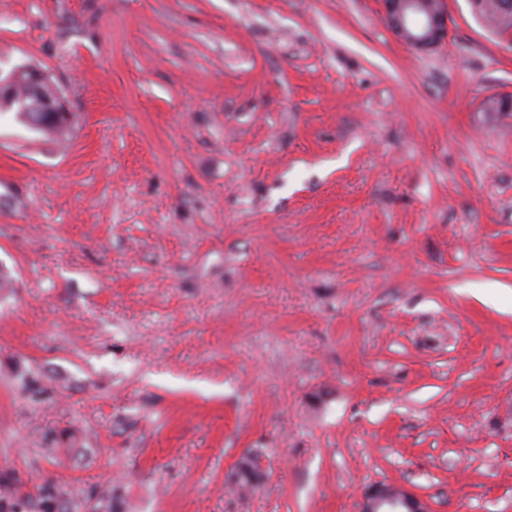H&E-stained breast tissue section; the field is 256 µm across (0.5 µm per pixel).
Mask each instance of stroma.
Returning <instances> with one entry per match:
<instances>
[{
	"mask_svg": "<svg viewBox=\"0 0 512 512\" xmlns=\"http://www.w3.org/2000/svg\"><path fill=\"white\" fill-rule=\"evenodd\" d=\"M446 5L0 0L70 113L0 112V512H512V35ZM423 1H428V7ZM394 34L414 49L437 46L448 35V11L444 0H383ZM437 2L438 5L434 3ZM358 512H430L416 494L387 484H376L363 492Z\"/></svg>",
	"mask_w": 512,
	"mask_h": 512,
	"instance_id": "35a3bbf8",
	"label": "stroma"
}]
</instances>
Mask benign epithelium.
<instances>
[{
    "label": "benign epithelium",
    "instance_id": "benign-epithelium-1",
    "mask_svg": "<svg viewBox=\"0 0 512 512\" xmlns=\"http://www.w3.org/2000/svg\"><path fill=\"white\" fill-rule=\"evenodd\" d=\"M383 0L387 20L394 34L414 49L437 46L448 35V11L445 0ZM0 106L19 112L32 129L64 125L69 113L61 94L39 72L17 69L0 79ZM238 472L253 483L261 475L260 460L247 456L238 464ZM358 512H430L416 494L387 484H376L363 492Z\"/></svg>",
    "mask_w": 512,
    "mask_h": 512
}]
</instances>
